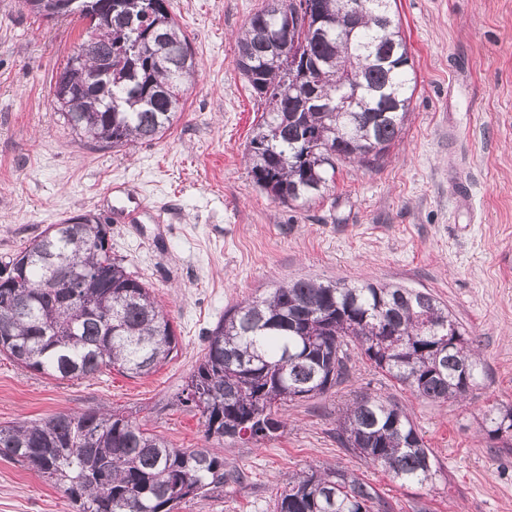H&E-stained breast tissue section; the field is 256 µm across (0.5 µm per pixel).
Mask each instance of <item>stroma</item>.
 Here are the masks:
<instances>
[{
	"mask_svg": "<svg viewBox=\"0 0 512 512\" xmlns=\"http://www.w3.org/2000/svg\"><path fill=\"white\" fill-rule=\"evenodd\" d=\"M265 3L171 0L195 79L164 136L129 149L82 141L53 103L84 22L0 0V262L49 225L100 217L179 341L142 378L59 381L0 355V425L105 406L174 447H207L198 411L177 397L225 310L298 279L402 285L439 298L476 341L485 376L467 399L426 400L353 354L343 383L285 407L281 437L224 443L242 482L180 512H273L289 477L330 466L359 475L389 512H512V454L480 428L487 406L512 402V0H397L416 73L399 138L376 166L343 163L322 199L290 207L244 159L264 107L235 68L236 38ZM362 393L410 413L441 466L432 483L400 485L337 443L340 413ZM0 512L73 510L0 458Z\"/></svg>",
	"mask_w": 512,
	"mask_h": 512,
	"instance_id": "1",
	"label": "stroma"
}]
</instances>
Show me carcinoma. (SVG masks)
Returning <instances> with one entry per match:
<instances>
[{
    "label": "carcinoma",
    "mask_w": 512,
    "mask_h": 512,
    "mask_svg": "<svg viewBox=\"0 0 512 512\" xmlns=\"http://www.w3.org/2000/svg\"><path fill=\"white\" fill-rule=\"evenodd\" d=\"M112 0V14L86 31L63 67L80 83L72 59L93 69L112 62V81L81 90L56 86L54 103L81 137L112 147L160 138L183 111L196 71L193 49L165 3ZM267 0L241 31L235 68L267 104L249 142L255 183L290 206L324 197L337 164L370 167L402 130L416 77L391 0H362L361 20L345 30L347 0H307L292 25ZM327 19V34L305 27ZM299 58L276 57L282 44ZM320 67L306 77L311 60ZM361 89L349 112L290 111L297 89L336 107L351 78ZM108 225L79 215L47 227L0 264V353L17 366L57 380L90 378L113 367L144 377L173 357L178 339L168 314L143 280L104 249ZM86 272L73 287H47L59 267ZM205 354L182 403L203 419L206 440L260 444L278 438L279 411L349 375L348 342L374 368L438 403L465 398L483 366L448 307L429 292L369 282L296 280L237 304L208 331ZM492 438H512V403L482 415ZM336 436L361 460L400 484L425 485L440 472L407 412L370 394L346 405ZM0 457L26 465L61 488L75 512H178L224 487V455L175 448L107 409L58 413L0 425ZM381 497L353 472L302 471L274 502V512H381Z\"/></svg>",
    "instance_id": "cac0c4a2"
}]
</instances>
